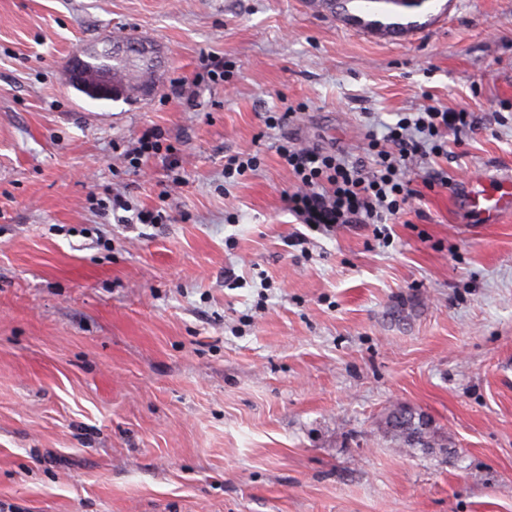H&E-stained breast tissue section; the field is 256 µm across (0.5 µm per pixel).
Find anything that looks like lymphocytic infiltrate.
<instances>
[{
  "label": "lymphocytic infiltrate",
  "mask_w": 512,
  "mask_h": 512,
  "mask_svg": "<svg viewBox=\"0 0 512 512\" xmlns=\"http://www.w3.org/2000/svg\"><path fill=\"white\" fill-rule=\"evenodd\" d=\"M472 125L467 110L428 105L416 117H401L384 137L367 133V157L352 162L283 137L277 153L296 181L286 196L288 209L299 223L325 231L341 224L391 223L414 195L404 175L406 161L443 150V134Z\"/></svg>",
  "instance_id": "f902f5d3"
}]
</instances>
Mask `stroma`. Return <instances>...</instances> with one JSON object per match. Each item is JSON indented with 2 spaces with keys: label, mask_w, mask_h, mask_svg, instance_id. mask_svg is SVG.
<instances>
[{
  "label": "stroma",
  "mask_w": 512,
  "mask_h": 512,
  "mask_svg": "<svg viewBox=\"0 0 512 512\" xmlns=\"http://www.w3.org/2000/svg\"><path fill=\"white\" fill-rule=\"evenodd\" d=\"M128 35L153 93L71 87ZM428 104L474 126L407 161L389 239L289 213L281 134L353 160ZM148 127L176 151L136 170ZM506 174L512 0H0V512H512V213L461 204ZM397 405L442 447H398ZM219 79H224V61L207 56L202 59L201 67L195 76L193 85L197 86L208 82L215 83ZM257 156L247 157L243 159L238 155L228 156L224 160V176L225 178H234L245 176L248 172L255 171L257 169Z\"/></svg>",
  "instance_id": "stroma-1"
}]
</instances>
